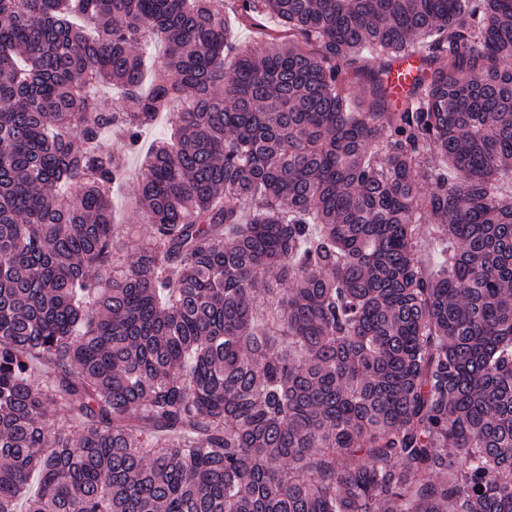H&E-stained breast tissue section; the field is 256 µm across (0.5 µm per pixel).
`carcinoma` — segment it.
<instances>
[{
    "instance_id": "carcinoma-1",
    "label": "carcinoma",
    "mask_w": 512,
    "mask_h": 512,
    "mask_svg": "<svg viewBox=\"0 0 512 512\" xmlns=\"http://www.w3.org/2000/svg\"><path fill=\"white\" fill-rule=\"evenodd\" d=\"M233 21L0 0V512H512V0ZM416 66V56L411 53L402 57L393 67L392 83L396 93H401L411 81ZM175 122L174 117L159 120L148 133L140 140V150L135 151L127 157L126 177L127 179L114 189L113 210L114 218L118 224L129 225V239L136 242L143 238L146 233V224L136 223L133 212L130 209V198L135 195L137 189V174L140 168L143 155L151 145L162 137H165L171 130V123Z\"/></svg>"
}]
</instances>
